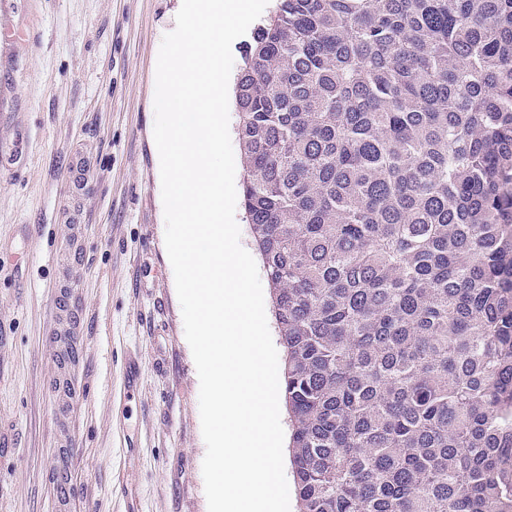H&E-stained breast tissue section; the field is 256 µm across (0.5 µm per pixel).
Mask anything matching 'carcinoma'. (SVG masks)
I'll use <instances>...</instances> for the list:
<instances>
[{"mask_svg": "<svg viewBox=\"0 0 512 512\" xmlns=\"http://www.w3.org/2000/svg\"><path fill=\"white\" fill-rule=\"evenodd\" d=\"M234 97L298 512H512V0H276Z\"/></svg>", "mask_w": 512, "mask_h": 512, "instance_id": "obj_1", "label": "carcinoma"}]
</instances>
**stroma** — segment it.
Returning a JSON list of instances; mask_svg holds the SVG:
<instances>
[{
  "label": "stroma",
  "mask_w": 512,
  "mask_h": 512,
  "mask_svg": "<svg viewBox=\"0 0 512 512\" xmlns=\"http://www.w3.org/2000/svg\"><path fill=\"white\" fill-rule=\"evenodd\" d=\"M179 9L0 0V512H208L153 138Z\"/></svg>",
  "instance_id": "35a3bbf8"
}]
</instances>
